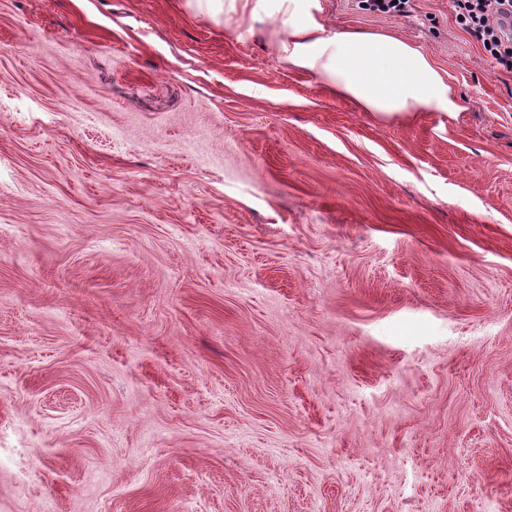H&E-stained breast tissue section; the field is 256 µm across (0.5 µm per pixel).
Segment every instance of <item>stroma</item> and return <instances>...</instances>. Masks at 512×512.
<instances>
[{"instance_id":"1","label":"stroma","mask_w":512,"mask_h":512,"mask_svg":"<svg viewBox=\"0 0 512 512\" xmlns=\"http://www.w3.org/2000/svg\"><path fill=\"white\" fill-rule=\"evenodd\" d=\"M309 10L459 112L330 93L279 0H0V512H512V71Z\"/></svg>"}]
</instances>
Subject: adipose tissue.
I'll list each match as a JSON object with an SVG mask.
<instances>
[{"label":"adipose tissue","instance_id":"adipose-tissue-1","mask_svg":"<svg viewBox=\"0 0 512 512\" xmlns=\"http://www.w3.org/2000/svg\"><path fill=\"white\" fill-rule=\"evenodd\" d=\"M277 50L333 94L384 118L459 110L452 87L418 49L392 34L327 33L308 0H288V37Z\"/></svg>","mask_w":512,"mask_h":512}]
</instances>
